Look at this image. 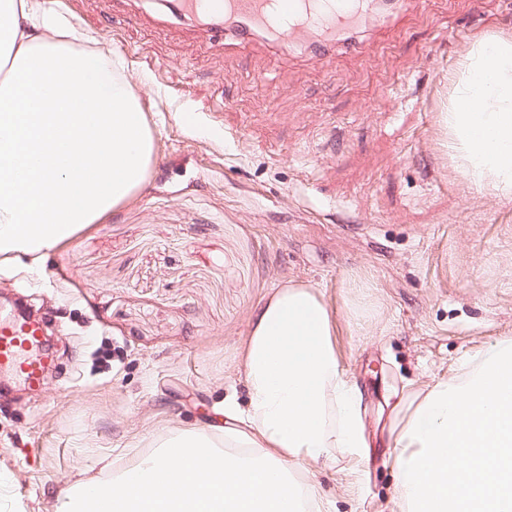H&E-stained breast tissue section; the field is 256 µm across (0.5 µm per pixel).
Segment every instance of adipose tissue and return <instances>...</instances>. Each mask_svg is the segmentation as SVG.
I'll return each mask as SVG.
<instances>
[{
	"label": "adipose tissue",
	"mask_w": 512,
	"mask_h": 512,
	"mask_svg": "<svg viewBox=\"0 0 512 512\" xmlns=\"http://www.w3.org/2000/svg\"><path fill=\"white\" fill-rule=\"evenodd\" d=\"M11 66L0 80V257L36 256L126 201L154 136L111 61L63 43L64 20L35 0H0ZM442 123L473 183L512 195V37L476 43ZM239 366L245 405L224 402V447L184 432L106 479L63 488L58 512H320L298 462L362 459L360 394L336 353L323 292L293 280L250 318ZM392 512H512V338L468 372L426 386L392 430Z\"/></svg>",
	"instance_id": "obj_1"
}]
</instances>
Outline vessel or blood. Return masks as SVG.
I'll list each match as a JSON object with an SVG mask.
<instances>
[{"mask_svg": "<svg viewBox=\"0 0 512 512\" xmlns=\"http://www.w3.org/2000/svg\"><path fill=\"white\" fill-rule=\"evenodd\" d=\"M406 7L407 0H390L385 9L378 0H164L162 11L169 19L209 23L242 43L259 33L281 49L304 43L322 56L333 48L364 50L360 31L387 29ZM42 344L38 323L0 313V369L38 381L43 363L35 351Z\"/></svg>", "mask_w": 512, "mask_h": 512, "instance_id": "1", "label": "vessel or blood"}]
</instances>
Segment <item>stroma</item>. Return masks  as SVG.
Instances as JSON below:
<instances>
[{
    "label": "stroma",
    "mask_w": 512,
    "mask_h": 512,
    "mask_svg": "<svg viewBox=\"0 0 512 512\" xmlns=\"http://www.w3.org/2000/svg\"><path fill=\"white\" fill-rule=\"evenodd\" d=\"M57 6L75 49L123 61L155 150L131 198L0 260V292L54 343L39 386L0 394V512H55L66 485L207 432L245 401L250 316L288 280L325 294L368 441L303 476L325 512H392L397 409L512 338V196L456 171L440 127L471 47L512 37V0H416L322 63L159 22L149 0Z\"/></svg>",
    "instance_id": "1"
}]
</instances>
